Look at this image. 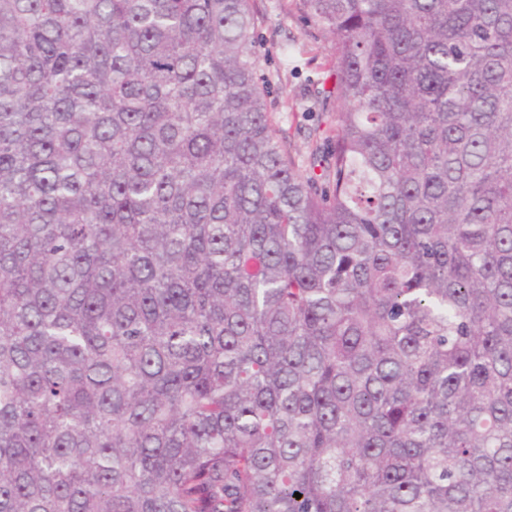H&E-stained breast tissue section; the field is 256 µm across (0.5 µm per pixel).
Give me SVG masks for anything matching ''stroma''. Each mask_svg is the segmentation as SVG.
<instances>
[{"label":"stroma","instance_id":"stroma-1","mask_svg":"<svg viewBox=\"0 0 512 512\" xmlns=\"http://www.w3.org/2000/svg\"><path fill=\"white\" fill-rule=\"evenodd\" d=\"M255 5L264 17L258 68L268 89L267 107L303 160L314 128L336 106L334 100L313 94L316 82L330 80V43L292 9L290 0H256Z\"/></svg>","mask_w":512,"mask_h":512}]
</instances>
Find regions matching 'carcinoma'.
<instances>
[{
	"label": "carcinoma",
	"mask_w": 512,
	"mask_h": 512,
	"mask_svg": "<svg viewBox=\"0 0 512 512\" xmlns=\"http://www.w3.org/2000/svg\"><path fill=\"white\" fill-rule=\"evenodd\" d=\"M252 2L0 0V512H512V0ZM291 0H256L264 17L259 30L258 68L267 85V107L288 136L300 160L309 153L310 135L327 120L336 101L315 98L314 83L332 86L327 38L290 6Z\"/></svg>",
	"instance_id": "obj_1"
}]
</instances>
